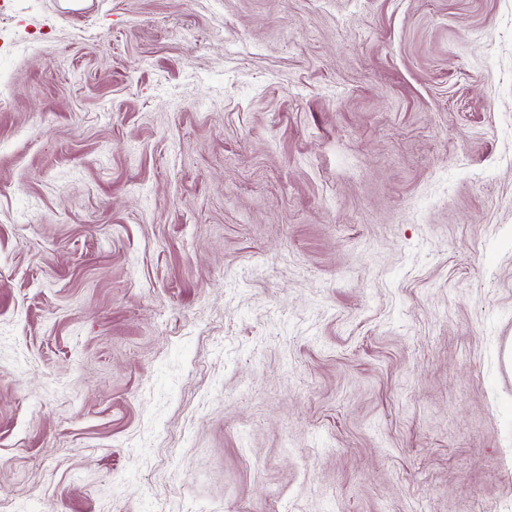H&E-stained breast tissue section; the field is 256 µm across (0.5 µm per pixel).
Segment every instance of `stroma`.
I'll return each mask as SVG.
<instances>
[{
    "mask_svg": "<svg viewBox=\"0 0 512 512\" xmlns=\"http://www.w3.org/2000/svg\"><path fill=\"white\" fill-rule=\"evenodd\" d=\"M512 0H6L0 499L512 512Z\"/></svg>",
    "mask_w": 512,
    "mask_h": 512,
    "instance_id": "obj_1",
    "label": "stroma"
}]
</instances>
